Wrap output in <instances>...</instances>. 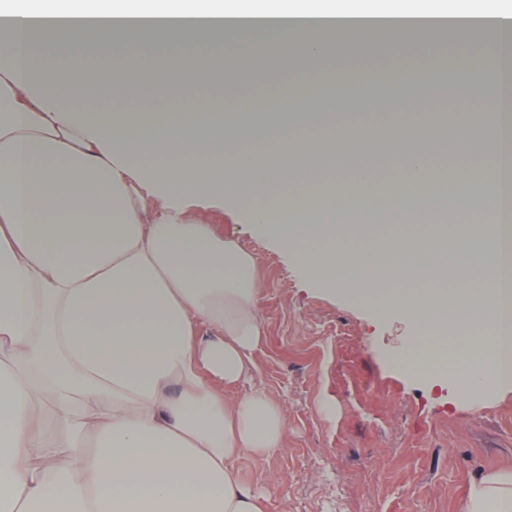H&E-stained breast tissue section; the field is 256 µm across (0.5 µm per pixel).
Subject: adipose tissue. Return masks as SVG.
Returning <instances> with one entry per match:
<instances>
[{
	"label": "adipose tissue",
	"instance_id": "adipose-tissue-1",
	"mask_svg": "<svg viewBox=\"0 0 512 512\" xmlns=\"http://www.w3.org/2000/svg\"><path fill=\"white\" fill-rule=\"evenodd\" d=\"M0 0V512H264L265 497L239 469L242 457L266 459L288 446L284 405L260 386L234 389L256 370L264 342L255 257L212 226L191 220L187 202L254 199L244 218L294 251L313 280L401 314L414 329L407 367L429 378L443 358L436 331L459 312L475 318L461 343L471 371L464 389L512 387L502 313L512 268L504 227L449 233L432 224L401 244L379 237L378 221L320 223L316 195L287 202L280 187L314 182L307 160L358 143L361 152L395 158L410 184L434 178L429 153L410 148L420 127L401 130L397 149L378 148L357 127L334 128L330 111L355 104L400 115L442 89L395 84L385 98L323 84L324 37L344 27L384 35L409 19L448 16L494 20L483 59L489 89L467 83L453 94L480 96L498 128L479 151L491 159L487 189L452 213L499 205V176L512 158V5L503 0ZM173 22V34L198 44L224 38L244 55L253 35L300 54L309 82L295 109L261 123H221L207 99L188 119L146 113L122 94L113 112L82 107L71 61L144 42V20ZM319 137L299 140L296 129ZM270 142L268 160L241 144ZM456 237L471 262L456 286L393 288L389 276L422 277ZM484 283L475 294L471 283ZM460 512H512V469L472 482Z\"/></svg>",
	"mask_w": 512,
	"mask_h": 512
}]
</instances>
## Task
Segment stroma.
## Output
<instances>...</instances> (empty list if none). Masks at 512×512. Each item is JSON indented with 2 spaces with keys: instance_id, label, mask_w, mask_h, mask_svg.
I'll use <instances>...</instances> for the list:
<instances>
[{
  "instance_id": "stroma-1",
  "label": "stroma",
  "mask_w": 512,
  "mask_h": 512,
  "mask_svg": "<svg viewBox=\"0 0 512 512\" xmlns=\"http://www.w3.org/2000/svg\"><path fill=\"white\" fill-rule=\"evenodd\" d=\"M470 40L425 39L435 54V81L452 85ZM401 59L386 51L329 57L330 77L355 81L385 97L373 82ZM436 181L484 186L490 160L481 154L435 155ZM338 185L377 197L402 180L398 167L360 172L336 159ZM204 221L252 252L262 284L266 339L257 379L288 408V447L241 470L268 495V512H458L471 481L512 468V389L462 392L457 380L435 385L401 361L411 329L398 315L316 285L293 252L247 223L235 204Z\"/></svg>"
}]
</instances>
